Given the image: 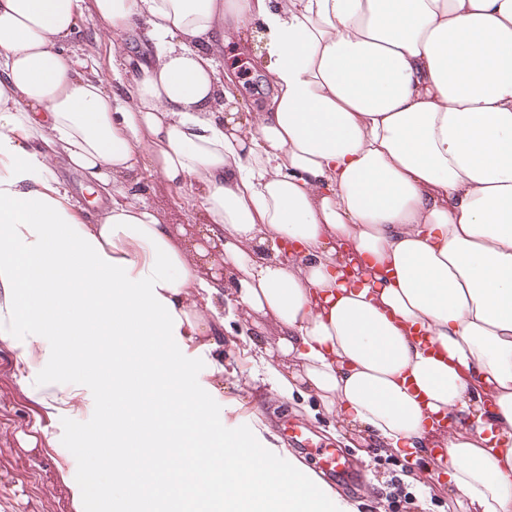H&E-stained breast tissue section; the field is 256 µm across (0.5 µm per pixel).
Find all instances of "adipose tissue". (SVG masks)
<instances>
[{
	"label": "adipose tissue",
	"mask_w": 512,
	"mask_h": 512,
	"mask_svg": "<svg viewBox=\"0 0 512 512\" xmlns=\"http://www.w3.org/2000/svg\"><path fill=\"white\" fill-rule=\"evenodd\" d=\"M83 17L108 70L71 49ZM138 24L156 51L119 44ZM235 44L270 90L245 113ZM145 172L199 223H167ZM233 325L272 399L316 396L383 455L435 459L464 512H512V0H0V335L38 348L37 394L62 353L105 362L112 420L73 434L104 508L332 498L264 422L226 433ZM60 176L66 181L73 195L81 201L83 206L90 211L96 210V205L89 203L93 200L95 195L89 193L87 189L88 183L80 174L74 172H61Z\"/></svg>",
	"instance_id": "adipose-tissue-1"
}]
</instances>
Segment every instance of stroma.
Returning <instances> with one entry per match:
<instances>
[{"mask_svg": "<svg viewBox=\"0 0 512 512\" xmlns=\"http://www.w3.org/2000/svg\"><path fill=\"white\" fill-rule=\"evenodd\" d=\"M224 67L234 73L245 103L259 102L268 91L257 78L259 57L224 49ZM142 186L151 204L168 223L190 224L199 203L187 190L145 176ZM35 362L24 359L0 335V512H74L69 480L82 478L91 462L76 449L72 437L88 416L80 400L74 415L57 414L52 400L31 393L26 379ZM275 380L258 362L253 348L233 334L224 336V422L249 434L263 418L282 453L317 469L319 455L334 448L360 473L354 482L329 479L333 490L359 505L360 512H448V495L438 484L436 467L419 469L417 481H404V492L392 494L390 479H402L397 459L376 452L355 433H336L335 420L299 412L296 401L271 403Z\"/></svg>", "mask_w": 512, "mask_h": 512, "instance_id": "35a3bbf8", "label": "stroma"}]
</instances>
